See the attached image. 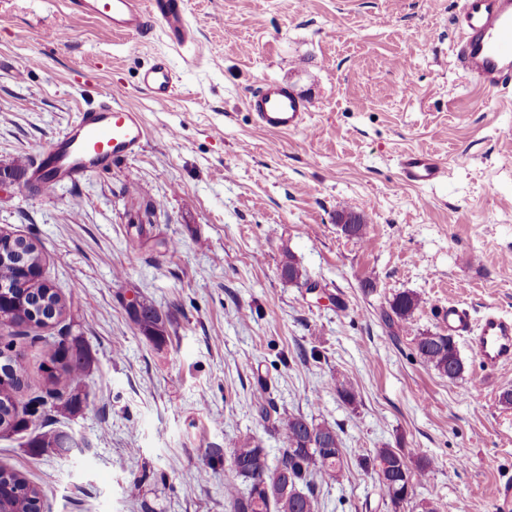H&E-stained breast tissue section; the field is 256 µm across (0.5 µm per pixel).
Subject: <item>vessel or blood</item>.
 <instances>
[{
	"label": "vessel or blood",
	"mask_w": 512,
	"mask_h": 512,
	"mask_svg": "<svg viewBox=\"0 0 512 512\" xmlns=\"http://www.w3.org/2000/svg\"><path fill=\"white\" fill-rule=\"evenodd\" d=\"M76 13L87 14L118 32L144 28L147 17L165 22V34L177 48L193 44L202 54V44L194 43L193 30L186 18V0H67ZM458 37L454 52L462 72L486 88L512 92V0H462L455 20ZM178 76L166 61L144 71L142 86L158 100L171 98ZM261 127L273 132H292L303 126L306 101L281 83L267 81L249 100ZM146 128L140 112L106 96L95 106L84 109L41 154L32 177L40 190H49L61 181L76 183L87 173L114 161L137 155ZM403 182L429 186L442 180L447 170L430 152L413 150L399 159ZM448 333L466 339L483 368L496 369L512 363V318L496 312L474 320L470 311L449 303L442 313Z\"/></svg>",
	"instance_id": "vessel-or-blood-1"
}]
</instances>
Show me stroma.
I'll list each match as a JSON object with an SVG mask.
<instances>
[{
  "instance_id": "obj_1",
  "label": "stroma",
  "mask_w": 512,
  "mask_h": 512,
  "mask_svg": "<svg viewBox=\"0 0 512 512\" xmlns=\"http://www.w3.org/2000/svg\"><path fill=\"white\" fill-rule=\"evenodd\" d=\"M297 1L189 0L198 58L158 17L117 34L64 0H0V172L30 166L108 94L146 127L137 156L79 184L0 183V232L38 246L66 303L53 327L8 331L31 430L77 444L34 456L26 434H0V464L41 488L44 512H230L234 441L280 446L253 407L262 385L279 414L342 438L320 512H396L361 464L382 447L433 463L397 512H496L512 480V407L499 402L512 364L484 372L460 339L465 371L451 379L416 351L445 332L449 302L512 316V98L457 66L461 0ZM159 57L178 75L166 101L140 86ZM270 79L307 101L309 130L257 124L248 101ZM410 150L433 153L445 180L404 184ZM341 211L365 216V238L344 235ZM290 259L306 280L282 277ZM401 292L419 306L389 320ZM142 300L165 320L160 342L133 319ZM66 336L92 357L72 418L38 401L46 347Z\"/></svg>"
}]
</instances>
